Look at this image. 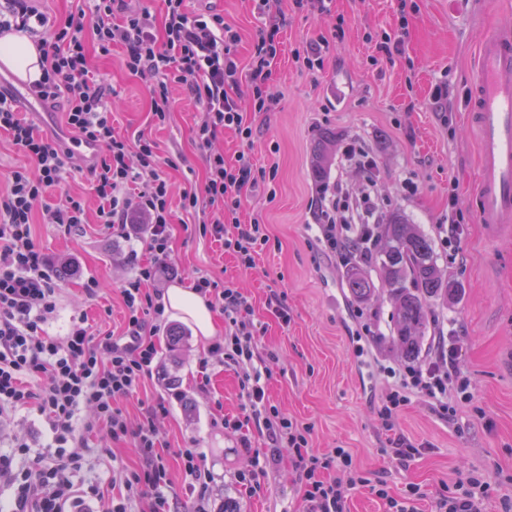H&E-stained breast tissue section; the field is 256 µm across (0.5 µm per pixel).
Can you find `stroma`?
Returning <instances> with one entry per match:
<instances>
[{
    "label": "stroma",
    "instance_id": "obj_1",
    "mask_svg": "<svg viewBox=\"0 0 512 512\" xmlns=\"http://www.w3.org/2000/svg\"><path fill=\"white\" fill-rule=\"evenodd\" d=\"M404 0H333L329 17L320 19L294 9L292 0H280L286 23L280 30V51L272 64L271 91L280 100L277 111L255 112L249 97L240 106L249 111L255 144L254 163L274 167L275 178L246 194L241 223L264 224L269 241L254 269L240 270L218 243L201 236L202 213L181 208V195L205 177L204 160L194 142L200 108L180 87H173L174 108L165 125L151 121L147 86L129 73L123 52L113 48L100 55L89 47L94 71L117 93L112 116L117 136L152 139L169 163L162 171L170 184L174 222L169 271L147 291L166 293L178 285L192 287L200 276L235 281L252 305V318L263 333L259 354L272 353L276 361L267 382V395L281 413L310 426L313 449L325 452L350 449L355 465L370 479H384L392 496H402L418 485L424 497L417 512H434L444 485L460 473H487L494 492L488 512H500L512 500V237H488L473 203L477 181L475 131L467 120L469 73L479 45L497 28L512 29V0H499L488 10L486 0H405L414 6L404 59L375 61V43L394 33ZM190 9L206 7L220 12L240 35L242 60H249L263 22L253 0H189ZM344 34L332 38L336 20ZM330 40L324 66L311 73L295 54L318 37ZM449 93V124H441L432 95L436 87ZM0 88L12 93L17 111L31 119L52 140L67 127L61 113L45 112L31 101L25 84L0 69ZM336 131L339 139L365 143L376 161L377 190L385 214L399 213L435 239L438 261L446 274L463 282L460 302L436 308V323L454 338L460 368L476 382L471 404L460 408L455 420L442 419L422 399H413L393 430H385L379 403L394 380L386 368L405 361L390 344L392 303L383 291L368 301L350 298L345 271L319 241L316 213L319 192L310 177L312 149L317 133ZM418 185L409 193L405 180ZM456 182L459 205L466 216L457 246L441 242L440 229L448 215V184ZM82 195L89 220L76 233L54 224L32 226L35 241L50 259L52 275L61 261L73 272L61 278L57 312L46 326L48 334L64 337L73 315L85 314L98 335L121 333L127 310L120 293L134 277L139 263L149 257L145 247L129 242L98 224L99 205L87 172L64 173L53 197ZM102 288L89 298L88 278ZM284 298L291 316L282 324L268 309L271 294ZM179 323L164 315L153 337L161 379L146 380L132 395L118 399L130 423H138L144 408L165 399L168 413L159 424L165 458L182 500H190L178 449L197 448L206 456L211 475L210 512H220L225 499L237 501L240 512H303V490L287 453H280L257 479L263 490L249 493L238 480L254 468L241 442L262 448V428L245 418L243 399L234 372L210 354V344L197 337L192 323L177 354H170L166 335ZM176 378L169 388L167 378ZM239 420L234 430L223 420ZM410 439L420 452L400 463L390 452L397 435ZM133 469L138 455L128 442L113 443L106 430L89 436L82 468L85 485H109L112 464Z\"/></svg>",
    "mask_w": 512,
    "mask_h": 512
}]
</instances>
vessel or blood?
Returning a JSON list of instances; mask_svg holds the SVG:
<instances>
[{"label": "vessel or blood", "instance_id": "obj_1", "mask_svg": "<svg viewBox=\"0 0 512 512\" xmlns=\"http://www.w3.org/2000/svg\"><path fill=\"white\" fill-rule=\"evenodd\" d=\"M469 119L475 129L480 176L475 206L492 236L512 233V31L491 33L470 78Z\"/></svg>", "mask_w": 512, "mask_h": 512}]
</instances>
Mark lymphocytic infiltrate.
<instances>
[{
	"mask_svg": "<svg viewBox=\"0 0 512 512\" xmlns=\"http://www.w3.org/2000/svg\"><path fill=\"white\" fill-rule=\"evenodd\" d=\"M39 2L0 0V32H25L37 45L44 77L29 84L30 95L45 109L61 110L73 134L101 148L99 162L90 168L99 200L98 221L124 240H144L152 260L141 265L121 290L128 310L122 336H95L82 315L72 318L64 338L47 334L45 325L57 308L60 287L33 238L32 224L40 217L69 232L86 223L83 197L50 195L65 169L78 168L79 158L65 143L42 136L17 112L12 95L0 91V134L27 159L26 164L0 174V417L27 410L40 417L48 431L40 452L18 441L11 454H0V484L12 491L10 512H82L91 506L98 512H128L134 500L142 504L143 512H177L178 497L160 451L158 422L168 413L166 401L149 404L135 427L116 406L117 399L152 378L156 367L157 350L148 325L163 317L164 308L143 286L157 277L172 251L169 184L153 141L115 135L116 93L94 74L86 44L94 42L103 55L122 46L126 69L149 89L155 123H166L170 115L172 85L182 87L201 106L194 142L204 159L205 179L201 188L183 192L181 207L189 213L206 203L204 233L222 242L240 269L250 270L268 237L260 222L241 223L239 210L245 192L264 183L267 171L251 158L254 131L239 98L249 94L257 112H270L279 105L270 83L271 62L280 50V26L263 23L251 60L244 65L235 51L238 34L223 15L190 11L187 0H164L159 28L148 8H129L128 0H91L89 10L60 19L49 18ZM227 130L243 146L232 162L215 147ZM380 214L374 191L364 189L354 198L345 183H336L329 201L319 207L321 241L339 263H346L356 245L362 259H370L375 239L372 221ZM194 289L224 312L230 329L212 354L236 371L244 409L249 419L263 425L269 453L290 449L296 478L304 489L305 512H347L350 491L365 485L385 501L387 512H415L414 503L422 497L419 487L409 486L399 499L390 496L385 481L372 483L361 475L349 449L315 453L310 427L289 419L270 403L263 381L271 377L275 358L257 355L261 329L251 318L247 297L233 281L221 284L201 276ZM474 390V381L456 364L454 343L441 335L426 364L406 368L401 388L382 398L380 417L386 428H393L415 394L452 419L457 403L471 402ZM99 423L105 424L113 441L131 442L140 458L139 467L118 470L116 495L76 481L84 458L83 434ZM18 455L27 459L20 469L13 465ZM490 494L487 476L472 471L444 487L436 512H486Z\"/></svg>",
	"mask_w": 512,
	"mask_h": 512,
	"instance_id": "obj_1",
	"label": "lymphocytic infiltrate"
}]
</instances>
